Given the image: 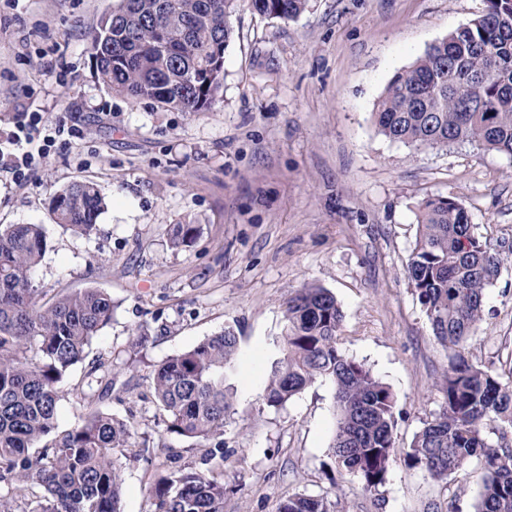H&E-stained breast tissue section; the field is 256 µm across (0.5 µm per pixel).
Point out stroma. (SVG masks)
I'll return each instance as SVG.
<instances>
[{
    "label": "stroma",
    "mask_w": 512,
    "mask_h": 512,
    "mask_svg": "<svg viewBox=\"0 0 512 512\" xmlns=\"http://www.w3.org/2000/svg\"><path fill=\"white\" fill-rule=\"evenodd\" d=\"M114 4L0 0V135L20 112L76 134L25 180L0 172V225L44 226L36 273L44 301L99 288L114 304L61 385L59 431L94 410L129 422L130 446L114 451L121 510L153 512L158 477L199 466L204 454L167 432L153 370L229 328L239 369L229 379L224 512H278L298 493L326 496L336 512H474L478 462L437 481L402 459L444 406L449 364L406 269L419 206L432 196L461 204L488 247L512 244V156L393 142L372 112L397 72L477 18L485 0H308L288 21L241 9L221 97L195 113L133 102L98 81L89 36ZM75 182L95 183L108 202L89 239L49 211L52 194ZM177 224L200 232L175 250ZM306 284L332 292L343 312L341 350L397 397L399 456L378 491L336 469L331 381L315 380L279 408L263 400L285 303ZM139 329L147 338L134 349ZM464 355L512 368V256Z\"/></svg>",
    "instance_id": "obj_1"
}]
</instances>
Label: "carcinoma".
<instances>
[{
  "mask_svg": "<svg viewBox=\"0 0 512 512\" xmlns=\"http://www.w3.org/2000/svg\"><path fill=\"white\" fill-rule=\"evenodd\" d=\"M307 0H117L90 35L96 73L112 93L150 99L181 112L208 110L223 88L231 17L242 7L288 21ZM386 138L416 148L475 143L512 155V0H487L471 23L429 45L388 83L374 113ZM105 208L92 183H72L50 198L55 223L89 237ZM407 278L434 336L456 352L442 390L445 406L415 435L410 468L435 480L459 474L473 460L482 469L475 512H512V368L498 373L460 351L483 321L484 298L500 275L502 252L474 232L460 204L424 200ZM193 224L178 225L175 248L191 241ZM47 247L40 224L0 225V512H121L122 473L113 449L125 448L131 426L94 411L55 434L60 383L81 362L112 315L98 288L40 304L35 271ZM281 357L268 374L264 400L284 405L318 378L335 385L337 428L331 446L339 469L366 491L385 484L395 456L396 395L338 346L343 321L333 294L306 285L285 309ZM36 350L37 359L28 357ZM230 329L155 366L156 401L167 432L207 448L201 466L173 470L154 486V512H224V479L208 468L224 457V427L233 401L227 384L237 363ZM496 424L497 442L484 428ZM55 435L50 443L45 438ZM42 446L38 455L29 449ZM279 512H335L325 496L298 494Z\"/></svg>",
  "mask_w": 512,
  "mask_h": 512,
  "instance_id": "carcinoma-1",
  "label": "carcinoma"
}]
</instances>
